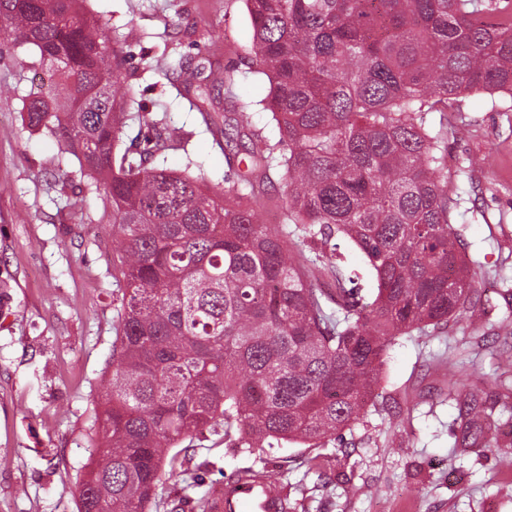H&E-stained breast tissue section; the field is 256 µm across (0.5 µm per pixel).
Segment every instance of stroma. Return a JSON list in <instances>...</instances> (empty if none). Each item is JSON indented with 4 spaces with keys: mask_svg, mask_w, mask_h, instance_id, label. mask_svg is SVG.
Instances as JSON below:
<instances>
[{
    "mask_svg": "<svg viewBox=\"0 0 512 512\" xmlns=\"http://www.w3.org/2000/svg\"><path fill=\"white\" fill-rule=\"evenodd\" d=\"M88 8L125 39L143 104L192 133L187 150H169L157 165L221 180L227 166L213 132L223 113L203 121L164 69L202 53L236 70L221 90L224 106L265 99L268 82L249 72L243 0H89ZM177 23L196 26L195 42L174 33ZM19 108L0 97V512H77L115 338L112 239L98 221V193L74 163L62 185L50 165L54 144L22 124ZM448 126L464 131L448 140V185L460 194L451 222L477 281L476 321L452 318L397 338L381 397L326 447L248 453L204 434L150 512H203L200 500L243 469L280 480L290 512H512V467L485 448L454 452L457 411L446 398L449 374L489 383L512 363V350L485 353L512 343V112L479 93L449 113ZM461 338L468 344L454 365L438 363Z\"/></svg>",
    "mask_w": 512,
    "mask_h": 512,
    "instance_id": "1",
    "label": "stroma"
}]
</instances>
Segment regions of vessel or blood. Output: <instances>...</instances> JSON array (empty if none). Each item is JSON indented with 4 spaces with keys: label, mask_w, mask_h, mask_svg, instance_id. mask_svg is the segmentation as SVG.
<instances>
[{
    "label": "vessel or blood",
    "mask_w": 512,
    "mask_h": 512,
    "mask_svg": "<svg viewBox=\"0 0 512 512\" xmlns=\"http://www.w3.org/2000/svg\"><path fill=\"white\" fill-rule=\"evenodd\" d=\"M208 512H288L287 491L266 472L244 471L213 490Z\"/></svg>",
    "instance_id": "b4317fda"
}]
</instances>
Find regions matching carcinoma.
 <instances>
[{"instance_id": "obj_1", "label": "carcinoma", "mask_w": 512, "mask_h": 512, "mask_svg": "<svg viewBox=\"0 0 512 512\" xmlns=\"http://www.w3.org/2000/svg\"><path fill=\"white\" fill-rule=\"evenodd\" d=\"M86 2L0 0V34L53 71L19 95L21 120L55 141L62 175L78 162L118 244L112 374L78 510L149 512L181 476L170 449L205 430L229 448L322 447L379 396L397 336L473 308L448 127L431 115L472 93L512 110V0H244L279 139L251 133L250 164L229 162L214 184L151 165L176 129L137 100L126 43ZM166 75L208 112L206 90L233 71L202 55ZM233 122L251 128L249 105ZM273 171L288 199L275 227L258 191ZM339 239L365 256L374 293L341 266ZM448 399L455 450L512 457L500 442L512 415L494 416L483 388L452 375Z\"/></svg>"}]
</instances>
